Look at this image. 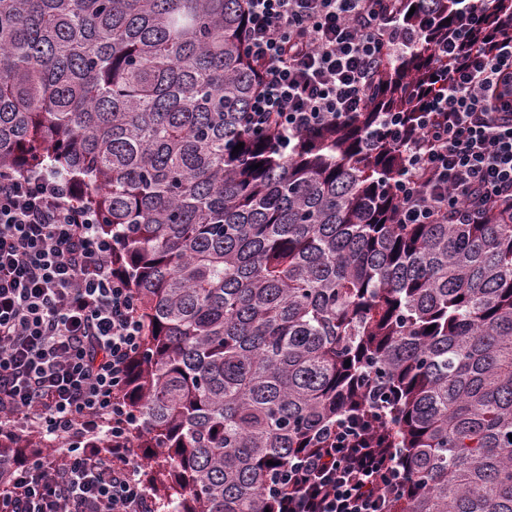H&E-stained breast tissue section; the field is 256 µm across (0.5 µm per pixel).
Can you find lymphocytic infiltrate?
Masks as SVG:
<instances>
[{
	"instance_id": "1",
	"label": "lymphocytic infiltrate",
	"mask_w": 512,
	"mask_h": 512,
	"mask_svg": "<svg viewBox=\"0 0 512 512\" xmlns=\"http://www.w3.org/2000/svg\"><path fill=\"white\" fill-rule=\"evenodd\" d=\"M398 0H246L247 52L260 88L244 115L257 134L304 132L362 111L381 64L415 46ZM496 14L494 27L485 19ZM462 36L437 42L432 85L413 124L387 129L401 150L393 186L402 224H465L512 202V15L468 0ZM79 185L0 169V444L36 438L13 463L0 512H152L123 391L145 331L140 301ZM109 439L110 447H89ZM407 481L394 449L345 419L281 470L283 512H390Z\"/></svg>"
}]
</instances>
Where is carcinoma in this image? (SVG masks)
I'll list each match as a JSON object with an SVG mask.
<instances>
[{"instance_id": "carcinoma-1", "label": "carcinoma", "mask_w": 512, "mask_h": 512, "mask_svg": "<svg viewBox=\"0 0 512 512\" xmlns=\"http://www.w3.org/2000/svg\"><path fill=\"white\" fill-rule=\"evenodd\" d=\"M398 8L422 39L363 111L258 136L244 0H0V168L78 182L122 239L159 512H279L278 471L347 416L402 449L392 512H512V204L397 223L385 114L466 14Z\"/></svg>"}]
</instances>
